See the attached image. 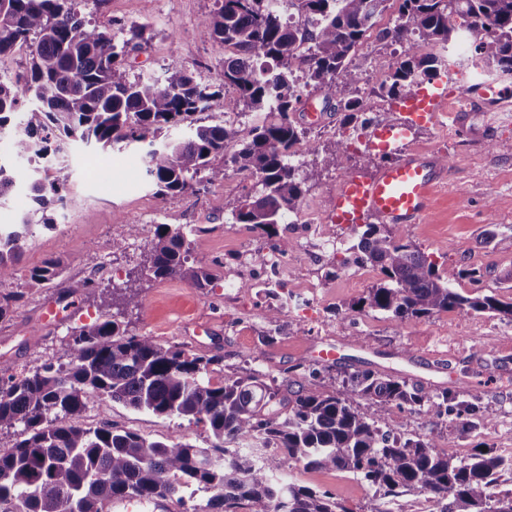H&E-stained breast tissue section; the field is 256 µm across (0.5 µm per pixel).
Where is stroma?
Listing matches in <instances>:
<instances>
[{"mask_svg": "<svg viewBox=\"0 0 512 512\" xmlns=\"http://www.w3.org/2000/svg\"><path fill=\"white\" fill-rule=\"evenodd\" d=\"M217 7L216 0H82L80 12L119 39L129 29L144 28V42L127 59L131 77H162L169 59L177 56L199 82L220 90L224 47L198 25ZM474 47L467 35L449 43L447 112L436 123L415 127L401 149L405 155L442 158L448 171L447 181L432 190L428 215L404 233L439 267L461 270L454 283L459 293L507 301L512 299V106L486 114L472 105L470 135L457 131L449 118L462 86L487 79ZM305 94L306 113L317 110L322 118L310 131L318 152L293 160L308 176L299 208L325 224L304 236L291 222L278 225L279 237L295 242L282 256L287 298L266 295L253 284L256 272L272 258L270 237L233 220L240 202L257 191L253 179L232 172L224 184L200 195L162 196L145 173L144 148L71 143L63 155L72 169L64 192L68 207L56 212L55 228L33 225L18 269L24 274L59 257L68 278L92 280L96 286L80 297L69 296L61 282L27 289L12 316L0 321V361H9L16 375L48 362L67 363L73 329L94 323L104 307L126 335L218 357L208 374L214 384L257 370L283 398L309 385L313 372L334 376L347 369L405 379L432 392L476 395L481 414L468 425L452 421L440 427L430 416L396 409L387 427L416 434L438 429L442 451L457 459L478 449L511 457L512 323L454 310L399 325L388 313L362 305L381 275L369 266L336 267L335 250L356 244L357 236L352 226L331 222V208L344 174L374 175L383 160L378 154L365 159L363 151L354 150L345 169L325 165L345 115L327 110L316 87H307ZM121 215L139 224V237H126L125 225L117 221ZM161 224L193 228L191 259L211 273L209 288L144 271L142 241ZM324 231L336 240V249L321 248ZM119 239L123 248L113 249ZM133 291L143 302L137 309L125 304ZM272 308L279 311L273 321L267 317ZM328 347L337 350V359L320 358V350ZM83 420L92 428L107 423L150 440L178 438L200 448L211 444L205 423L116 403L89 405ZM293 476L330 491L351 512H360L372 499L366 482L350 473L298 468Z\"/></svg>", "mask_w": 512, "mask_h": 512, "instance_id": "35a3bbf8", "label": "stroma"}]
</instances>
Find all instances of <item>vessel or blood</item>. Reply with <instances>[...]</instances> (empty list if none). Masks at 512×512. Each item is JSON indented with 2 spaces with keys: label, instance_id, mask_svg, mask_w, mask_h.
I'll return each mask as SVG.
<instances>
[{
  "label": "vessel or blood",
  "instance_id": "vessel-or-blood-1",
  "mask_svg": "<svg viewBox=\"0 0 512 512\" xmlns=\"http://www.w3.org/2000/svg\"><path fill=\"white\" fill-rule=\"evenodd\" d=\"M477 101L498 103L512 98V87L476 83ZM441 96L417 89L407 98V110L414 121L432 118ZM447 171L437 161L412 155L383 167L373 177L352 175L336 194L334 219L339 224H359L370 215L388 224H417L429 211L430 192L444 180Z\"/></svg>",
  "mask_w": 512,
  "mask_h": 512
}]
</instances>
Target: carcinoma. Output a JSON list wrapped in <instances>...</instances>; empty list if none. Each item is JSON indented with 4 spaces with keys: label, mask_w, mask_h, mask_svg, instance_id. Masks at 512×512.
Segmentation results:
<instances>
[{
    "label": "carcinoma",
    "mask_w": 512,
    "mask_h": 512,
    "mask_svg": "<svg viewBox=\"0 0 512 512\" xmlns=\"http://www.w3.org/2000/svg\"><path fill=\"white\" fill-rule=\"evenodd\" d=\"M217 2L200 26L236 53L224 62L231 96L198 83L176 56L164 80L131 79L124 56L143 39V29L117 42L80 17L78 0H0V56L34 45L23 79L0 77V132L20 128L13 153L46 160L69 139L104 148L145 143L147 175L163 195L197 194L224 182L232 168L260 186L237 207L236 223L273 237L307 182L289 162L308 135L295 118L302 102L296 61L305 63V85L336 101V111H363L364 77L350 60L374 18L396 2L398 17L385 36L405 45L404 58L382 93L409 96L417 80L433 75L431 51L463 33L475 38L487 67L512 75V0H288V8L314 21L310 30L287 24L270 0ZM246 110L256 122L244 138L225 121H194L205 111ZM181 127L183 135L159 140ZM347 153L345 140L338 139L325 164L341 167ZM70 180L63 162L53 164L49 181L33 172L22 183L0 163V200L28 190L48 228L54 224L48 212L63 204L61 191ZM29 226L25 217L14 229L0 230V286L17 280ZM143 249L144 269L154 277L208 286V271L190 264L182 228L158 225ZM351 250L352 258L340 265L369 264L382 275L363 304L400 325L453 310L512 322V301L460 294L453 283L463 272L438 269L398 224L366 225ZM64 273L61 261L49 260L29 270L25 287L49 286ZM25 287L0 292V320L10 316ZM69 356L66 365L19 376L0 362V430L24 425L21 440L0 447V512H98L105 496L141 504L175 496L183 502L194 487L211 493L210 504L224 512H352L325 491L282 479L298 465L361 477L381 500L374 512H393L388 503L402 488L427 495L441 504L440 512H512V489L498 490L504 473L512 475V458L480 451L456 460L439 450L438 434L404 437L387 429L392 409L405 406L438 419L451 411L464 421L478 414L476 404L446 391L431 393L417 383L355 370L339 382L312 383L279 400L260 372L214 385L204 375L217 359L150 336H126L107 313L73 333ZM356 398L368 409L355 406ZM91 402L204 422L213 442L198 448L106 424L86 428L80 418Z\"/></svg>",
    "instance_id": "obj_1"
}]
</instances>
